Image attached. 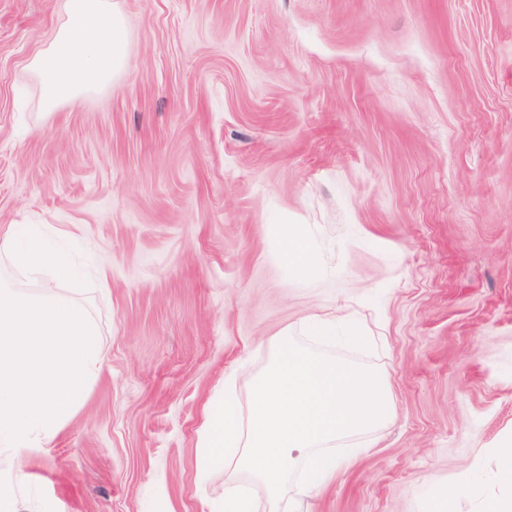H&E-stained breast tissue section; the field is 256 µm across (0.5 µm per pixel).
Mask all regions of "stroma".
<instances>
[{"mask_svg":"<svg viewBox=\"0 0 512 512\" xmlns=\"http://www.w3.org/2000/svg\"><path fill=\"white\" fill-rule=\"evenodd\" d=\"M125 71L45 113L28 59L59 0H0V225L41 224L88 283L58 294L107 361L20 512H210L198 476L224 377L248 407L282 336L358 317L322 354L379 372L368 448L295 512H453L512 495V0H118ZM322 270L280 259V227ZM282 226L284 250L281 253L282 261L289 268L314 276L320 268L318 254L309 241L292 224ZM306 330L322 344H330L336 340H342L352 347L363 346L369 336L365 327L359 322H347L340 324L336 320L311 318L306 323ZM457 489L454 484L447 482L439 483L429 497L425 512H451L452 501L455 498Z\"/></svg>","mask_w":512,"mask_h":512,"instance_id":"35a3bbf8","label":"stroma"}]
</instances>
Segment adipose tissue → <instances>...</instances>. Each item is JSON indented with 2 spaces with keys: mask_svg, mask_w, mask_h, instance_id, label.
<instances>
[{
  "mask_svg": "<svg viewBox=\"0 0 512 512\" xmlns=\"http://www.w3.org/2000/svg\"><path fill=\"white\" fill-rule=\"evenodd\" d=\"M129 30L117 0H61L59 23L50 39L29 59L28 68L42 90V104L52 112L109 85L126 67ZM281 258L289 268L316 275L319 257L293 225L282 227ZM306 330L318 342L343 341L363 346L361 323L311 318Z\"/></svg>",
  "mask_w": 512,
  "mask_h": 512,
  "instance_id": "obj_1",
  "label": "adipose tissue"
}]
</instances>
